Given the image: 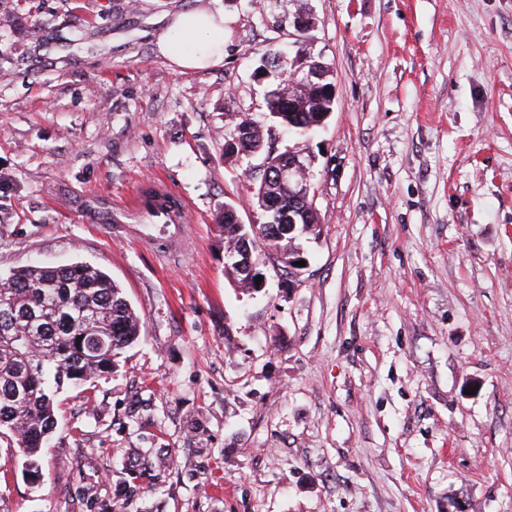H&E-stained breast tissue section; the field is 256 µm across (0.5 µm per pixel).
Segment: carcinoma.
<instances>
[{
  "instance_id": "carcinoma-1",
  "label": "carcinoma",
  "mask_w": 512,
  "mask_h": 512,
  "mask_svg": "<svg viewBox=\"0 0 512 512\" xmlns=\"http://www.w3.org/2000/svg\"><path fill=\"white\" fill-rule=\"evenodd\" d=\"M282 83L269 92L265 118L303 137L320 128L329 97L310 90L288 111ZM240 143L257 149L264 139L261 125L245 117L237 122ZM282 157L268 163L266 176L252 201L261 216V234L245 240L247 229L224 212L220 228L225 251L264 247L285 257L297 251L296 237L316 230L298 224L282 231L293 202L278 180ZM0 288V434L16 444L32 480L39 478L38 456L57 425L55 395L65 384L85 385L111 372L117 358L140 337L141 320L122 288L100 268L75 262L34 264L13 270Z\"/></svg>"
}]
</instances>
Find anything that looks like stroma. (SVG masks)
Listing matches in <instances>:
<instances>
[{"label": "stroma", "mask_w": 512, "mask_h": 512, "mask_svg": "<svg viewBox=\"0 0 512 512\" xmlns=\"http://www.w3.org/2000/svg\"><path fill=\"white\" fill-rule=\"evenodd\" d=\"M301 8L336 108L272 144L320 231L247 292L217 220L263 158L224 140ZM193 10L222 62L161 49ZM153 181L172 256L124 229ZM37 261L107 272L142 333L57 395L38 485L0 435V512H512V0H0V276ZM195 41L197 50L203 54L201 57L180 51L178 45ZM161 43L165 51L183 67H200L202 63L213 58H216L214 63H218L224 59V14L215 16L195 11L181 13L161 38ZM214 48L216 54L211 53ZM177 200V206L171 210L161 208L167 200ZM183 204L177 199L174 193L164 184L154 183L152 185V193L136 194L135 197L130 199L124 206V211L131 213H143L153 219L156 224H150L152 228L159 230H166L168 243L170 245H177L181 243L185 237L184 230L179 224L180 214L183 210ZM151 212L157 214L152 215ZM172 230V231H170Z\"/></svg>", "instance_id": "1"}]
</instances>
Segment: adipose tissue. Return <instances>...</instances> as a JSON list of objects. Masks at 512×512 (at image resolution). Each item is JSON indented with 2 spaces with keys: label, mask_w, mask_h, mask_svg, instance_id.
<instances>
[{
  "label": "adipose tissue",
  "mask_w": 512,
  "mask_h": 512,
  "mask_svg": "<svg viewBox=\"0 0 512 512\" xmlns=\"http://www.w3.org/2000/svg\"><path fill=\"white\" fill-rule=\"evenodd\" d=\"M161 42L184 67H198L224 49V18L187 11L176 16Z\"/></svg>",
  "instance_id": "adipose-tissue-1"
}]
</instances>
